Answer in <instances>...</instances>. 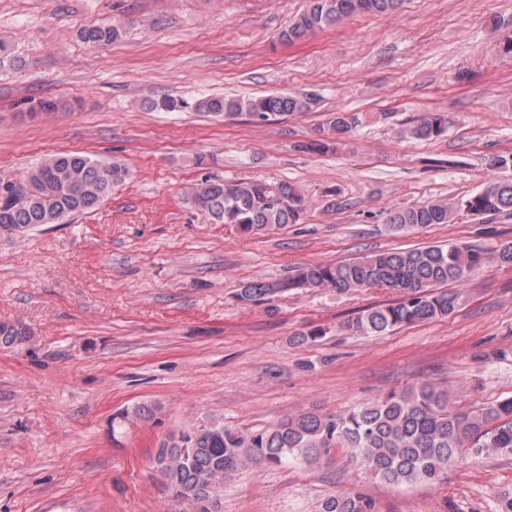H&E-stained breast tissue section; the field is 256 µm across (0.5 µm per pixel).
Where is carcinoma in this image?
<instances>
[{"instance_id": "1", "label": "carcinoma", "mask_w": 512, "mask_h": 512, "mask_svg": "<svg viewBox=\"0 0 512 512\" xmlns=\"http://www.w3.org/2000/svg\"><path fill=\"white\" fill-rule=\"evenodd\" d=\"M404 0H310L283 32L293 43L309 34L332 28L356 14H387ZM121 35V26L84 27L79 37L86 43L110 45ZM21 60L11 44L0 39V71L18 68ZM155 108L192 107L223 117L247 115L265 123L308 109L301 94L260 97H204L194 104L164 98ZM451 118L428 112L401 134L419 140L448 135ZM359 125V117L336 112L322 131V139L307 148L324 151ZM487 166L497 172L512 170V153H495ZM129 176L117 160L101 161L83 153L51 155L17 178L18 190L0 187V235L14 236L38 224L63 220L95 209L112 189ZM194 201L217 224H233L246 236L263 235L300 221L305 197L288 182L277 185L262 180L226 182L207 179L193 193ZM464 210L472 216L512 214V179H493L461 203L433 200L395 211L390 228L403 231L433 224H449ZM490 263L512 266V241L495 247L450 243L407 251L379 252L353 261L302 265L280 279L247 283L240 297L248 301L271 300L288 290L334 288L340 292L386 288L399 298L369 308L345 325L357 334L381 335L403 326L443 319L463 302L458 290H439L438 284L464 282ZM25 336L19 325L0 324V343L13 344ZM155 406L140 404L126 410L125 421L149 420ZM346 451L375 477L394 486L437 484L448 474V465L464 451L512 454V399L474 412L449 406L448 392L429 385L392 391L377 402L336 414H300L272 427L252 430L224 425L214 419L162 442L154 462L165 476L178 504L190 512H214L213 504L224 489V478L248 462L279 466L291 459H317L333 451ZM321 512H374L372 503L341 492L322 503Z\"/></svg>"}]
</instances>
